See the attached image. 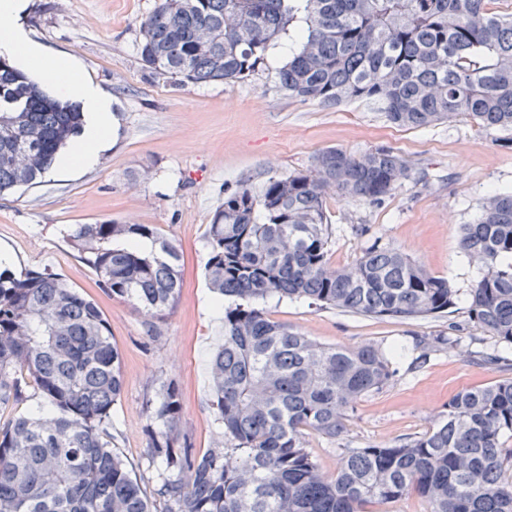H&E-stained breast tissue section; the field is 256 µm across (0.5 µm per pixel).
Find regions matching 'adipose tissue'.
Instances as JSON below:
<instances>
[{"instance_id": "1", "label": "adipose tissue", "mask_w": 512, "mask_h": 512, "mask_svg": "<svg viewBox=\"0 0 512 512\" xmlns=\"http://www.w3.org/2000/svg\"><path fill=\"white\" fill-rule=\"evenodd\" d=\"M26 2L0 0V58L45 76L59 97L79 102L86 123L69 151L61 156L58 166L62 169L95 166L114 126L112 101L92 82L77 79L68 61L46 55L27 39L18 24Z\"/></svg>"}]
</instances>
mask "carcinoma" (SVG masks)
Here are the masks:
<instances>
[{"label": "carcinoma", "instance_id": "1", "mask_svg": "<svg viewBox=\"0 0 512 512\" xmlns=\"http://www.w3.org/2000/svg\"><path fill=\"white\" fill-rule=\"evenodd\" d=\"M303 12L278 70L288 97L326 107L376 105L411 128L463 115L512 128V12L487 0H158L140 28L143 66L175 84L229 83L264 64ZM83 126L79 105L53 98L0 59V194L32 187ZM52 146L41 149V140ZM379 146L335 148L312 167L240 184L208 230L206 277L227 299L224 344L210 358L224 440L195 457L176 448L180 395L147 405L148 492L112 444L124 378L95 302L48 271H0V409L34 401L0 424V512H371L409 492L426 512H512V379L463 389L426 434L392 447L347 448L326 477L304 431L330 439L348 409L393 376L381 349L320 344L272 321L261 303L296 298L369 317L452 312L449 280L405 253L374 246L351 268L330 264L329 190L381 201L404 173ZM159 244L147 255L133 243ZM72 242L104 288L159 319L180 295V253L153 224H79ZM460 249L481 277L469 319L512 344V193L483 203ZM33 394H28V389Z\"/></svg>", "mask_w": 512, "mask_h": 512}]
</instances>
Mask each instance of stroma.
Masks as SVG:
<instances>
[{
	"instance_id": "obj_1",
	"label": "stroma",
	"mask_w": 512,
	"mask_h": 512,
	"mask_svg": "<svg viewBox=\"0 0 512 512\" xmlns=\"http://www.w3.org/2000/svg\"><path fill=\"white\" fill-rule=\"evenodd\" d=\"M157 0H29V38L72 62L78 76L112 99L113 140L97 165L50 170L32 188L0 195V252L12 271L49 270L93 298L122 354L124 389L112 408V443L145 484L157 480L147 455L146 402L173 383L181 394L178 434L196 454L222 441L209 359L224 339V309L205 277L207 231L227 192L242 182L309 168L319 152L351 155L384 146L405 176L382 202L328 192L329 258L353 266L370 247L400 250L467 295L477 268L458 245L493 192L512 191V129L455 117L427 127L389 122L376 106L334 108L288 98L277 71L288 60L279 39L262 65L233 83L177 87L138 55L140 24ZM154 224L182 254L179 300L149 335L146 317L97 284L70 236L103 221ZM270 318L324 344L372 345L394 353L395 373L361 396L337 439L310 431L307 447L326 476L345 449L391 447L429 431L458 390L512 378V346L470 321L466 304L449 317L373 318L303 299H267Z\"/></svg>"
}]
</instances>
